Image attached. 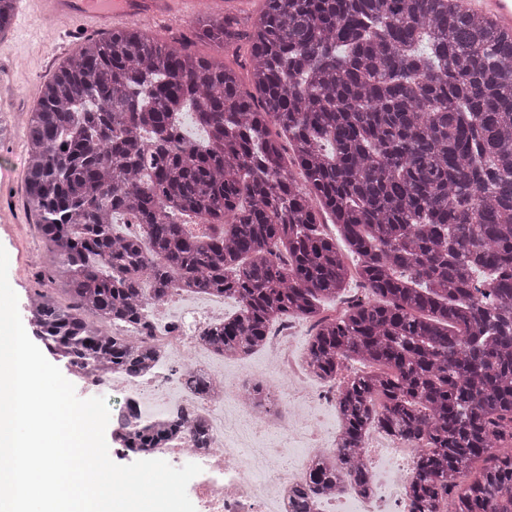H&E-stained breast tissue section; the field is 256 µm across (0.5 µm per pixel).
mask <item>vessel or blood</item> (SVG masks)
I'll use <instances>...</instances> for the list:
<instances>
[{
  "label": "vessel or blood",
  "mask_w": 512,
  "mask_h": 512,
  "mask_svg": "<svg viewBox=\"0 0 512 512\" xmlns=\"http://www.w3.org/2000/svg\"><path fill=\"white\" fill-rule=\"evenodd\" d=\"M180 0H28L40 13L59 17L84 16L98 29H108L117 18H136L171 12ZM466 9L493 17L512 30V0H463Z\"/></svg>",
  "instance_id": "b4317fda"
}]
</instances>
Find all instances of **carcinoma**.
Masks as SVG:
<instances>
[{"mask_svg":"<svg viewBox=\"0 0 512 512\" xmlns=\"http://www.w3.org/2000/svg\"><path fill=\"white\" fill-rule=\"evenodd\" d=\"M14 2L0 0V36ZM195 29L247 44L250 87L223 57L130 27L85 39L29 113L25 207L67 296L31 298L37 337L68 366L137 372L151 352L107 327L174 286L238 299L204 333L226 355L305 319L316 375L375 369L340 394L343 467L316 461L291 512L341 476L368 483L356 448L374 424L425 442L416 512H512V33L459 0H263L244 27L202 15ZM187 111L204 141L178 128ZM116 210L146 238L115 235ZM178 214L228 229L193 235ZM355 275L383 302L322 315Z\"/></svg>","mask_w":512,"mask_h":512,"instance_id":"cac0c4a2","label":"carcinoma"}]
</instances>
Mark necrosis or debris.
Wrapping results in <instances>:
<instances>
[{"label": "necrosis or debris", "mask_w": 512, "mask_h": 512, "mask_svg": "<svg viewBox=\"0 0 512 512\" xmlns=\"http://www.w3.org/2000/svg\"><path fill=\"white\" fill-rule=\"evenodd\" d=\"M185 294V289L174 287L163 302L147 306L137 336L154 356L138 375L76 369L72 378L96 395L122 396V406L112 412L116 423L169 419L180 411L205 424L208 448L195 450L192 430L185 427L150 451L152 458L175 467L201 466L187 489L196 512H289L293 492L307 480L312 462L341 458L338 441L324 428L339 388L332 382H312L308 361L296 345L304 329L297 319L271 329L261 366L243 365L228 375L223 362L203 363L202 354L210 345L202 334L224 321V304L190 301ZM199 371L213 385L204 396L194 388ZM254 385L265 388L266 407H255L249 400ZM360 459L370 473L369 490L341 478L335 490L316 497L317 512H376L387 500L392 512H411L413 447L375 427L364 437Z\"/></svg>", "instance_id": "obj_1"}]
</instances>
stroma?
Returning <instances> with one entry per match:
<instances>
[{
	"label": "stroma",
	"mask_w": 512,
	"mask_h": 512,
	"mask_svg": "<svg viewBox=\"0 0 512 512\" xmlns=\"http://www.w3.org/2000/svg\"><path fill=\"white\" fill-rule=\"evenodd\" d=\"M223 0L205 6L184 4L174 13L139 18L138 26L160 40L191 36L196 19L221 14ZM83 18L52 19L29 13L12 46L0 53V246L9 257L8 280L18 296L27 334L35 328L25 306L34 293L48 290L51 261L39 227L27 212L20 193L26 166L23 119L37 104L41 88L62 55L76 52L90 35Z\"/></svg>",
	"instance_id": "35a3bbf8"
}]
</instances>
